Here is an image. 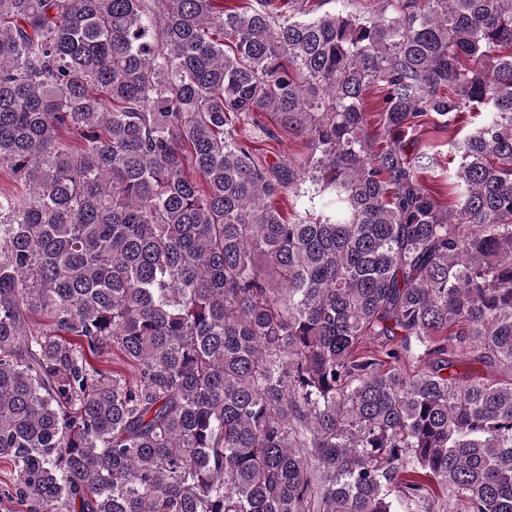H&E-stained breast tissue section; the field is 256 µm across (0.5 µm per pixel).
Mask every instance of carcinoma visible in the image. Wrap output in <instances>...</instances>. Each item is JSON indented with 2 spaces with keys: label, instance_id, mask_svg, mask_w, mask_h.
<instances>
[{
  "label": "carcinoma",
  "instance_id": "1",
  "mask_svg": "<svg viewBox=\"0 0 512 512\" xmlns=\"http://www.w3.org/2000/svg\"><path fill=\"white\" fill-rule=\"evenodd\" d=\"M271 2L0 0L25 512H512V0ZM478 107L447 209L414 135ZM257 112L306 155L258 161Z\"/></svg>",
  "mask_w": 512,
  "mask_h": 512
}]
</instances>
